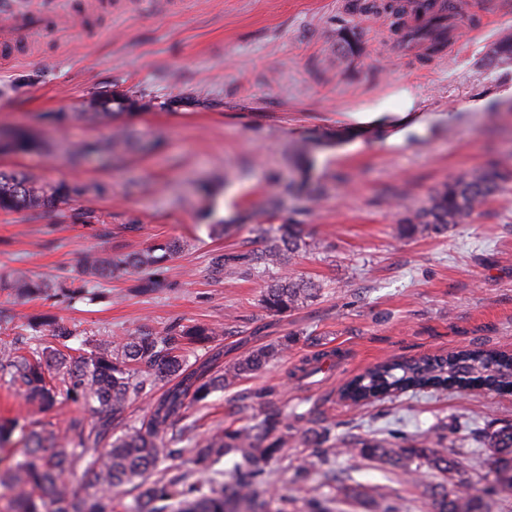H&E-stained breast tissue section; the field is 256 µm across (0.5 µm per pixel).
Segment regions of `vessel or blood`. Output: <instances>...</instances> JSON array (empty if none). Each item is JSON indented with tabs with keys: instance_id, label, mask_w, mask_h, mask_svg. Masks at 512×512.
Listing matches in <instances>:
<instances>
[{
	"instance_id": "obj_1",
	"label": "vessel or blood",
	"mask_w": 512,
	"mask_h": 512,
	"mask_svg": "<svg viewBox=\"0 0 512 512\" xmlns=\"http://www.w3.org/2000/svg\"><path fill=\"white\" fill-rule=\"evenodd\" d=\"M67 18L63 0H0V53L10 54L38 43L47 32L61 29Z\"/></svg>"
}]
</instances>
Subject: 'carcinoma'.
Masks as SVG:
<instances>
[{
	"mask_svg": "<svg viewBox=\"0 0 512 512\" xmlns=\"http://www.w3.org/2000/svg\"><path fill=\"white\" fill-rule=\"evenodd\" d=\"M487 60L495 65L512 63V33L503 34L489 48ZM113 106L123 110L128 104L114 97L112 103L85 116L108 117ZM511 179L507 162L465 174L437 190L406 218L402 233L437 232L459 224ZM85 190L84 186L49 185L24 170H0V209H45ZM268 231L275 233L273 247L261 253L249 249L218 253L211 259L213 270L219 275L262 277L285 258L310 248L293 224L271 226ZM178 248L175 240L159 241L118 261L88 252L83 257L85 279L76 287L21 277L5 281L4 287L19 298L72 297L96 280L133 267L143 273L136 288L149 293L165 286V263ZM316 296L311 284L281 278L266 289L262 303L270 312L286 313ZM41 328L49 332L55 345L41 343ZM29 329L32 333H21L0 346V375L19 385L32 402L52 406L62 395L90 406L96 420L73 417L62 432L46 423L17 418L0 421V487L9 491L5 512H288V503L293 501L288 488L267 495L270 473L266 465L284 447V430L288 429V414L271 400L272 390L250 395V408L258 411L254 425L220 427L205 441L194 440L196 422L187 415L190 404L261 371L285 344L259 348L221 373L212 370L209 362L195 368L188 365L184 352L190 345L203 346L214 339L218 330L207 324L170 325L160 333L96 339L90 352L76 361L61 351L75 338L67 327L46 316ZM174 378L176 384L157 394L160 382ZM448 388L512 391V354L478 348L391 360L354 377L341 396L360 404L408 390ZM136 399L152 402L149 414L125 433L113 436L112 421ZM16 432L22 448L14 452L7 445ZM329 438L326 428L315 437L312 451L295 471L294 488H302L310 475L330 464L333 455L360 456L404 476L415 475L424 462L442 476L432 492V512H478L467 485L461 482L448 488V475L459 472L462 462L443 448L445 443L456 447V441L447 440L441 431L420 439L392 431L382 438L342 439L336 448L323 447ZM472 439L494 449L499 460L497 482L512 490V425L486 436L476 430ZM183 440L189 446H178ZM231 453L240 457L231 470L213 469ZM167 460L172 466L160 468ZM79 469L94 477L81 494L71 491L66 480Z\"/></svg>",
	"mask_w": 512,
	"mask_h": 512,
	"instance_id": "carcinoma-1",
	"label": "carcinoma"
}]
</instances>
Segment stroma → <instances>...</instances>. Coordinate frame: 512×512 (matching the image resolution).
I'll list each match as a JSON object with an SVG mask.
<instances>
[{
    "label": "stroma",
    "instance_id": "stroma-1",
    "mask_svg": "<svg viewBox=\"0 0 512 512\" xmlns=\"http://www.w3.org/2000/svg\"><path fill=\"white\" fill-rule=\"evenodd\" d=\"M353 0H112L108 14L74 13L69 29L42 39L33 55L0 60V132L34 143L0 152L44 182L84 186L54 208L0 211V274L46 283L82 277L85 252L104 257L174 239L168 285L135 290L137 270L94 283L75 298L21 300L0 290V309L49 316L83 337L159 331L204 323L221 334L198 347L197 361L231 365L280 341L287 351L263 370L192 404L197 437L249 421L247 393L273 388L288 413L316 411L289 429L267 469L289 484L309 454L305 429L329 426L336 438L438 425L464 439L468 428L512 423V395L456 390L405 393L358 407L339 399L350 378L391 359L462 348L512 351V189L496 195L444 233L405 235L401 224L443 184L512 159V65L488 64L489 46L512 30V0H458L448 53L426 42L403 49L385 17L352 12ZM356 34L352 54L336 35ZM138 92L139 107L115 121L87 122L90 98ZM387 110L365 120L378 105ZM130 142L104 145L115 126ZM308 146L319 206L292 200L272 213L266 200L298 178L293 157ZM81 159H74L77 149ZM222 220L232 228L211 233ZM261 224H298L309 251L262 278H218L214 253L273 239ZM303 277L317 297L287 314L261 302L269 280ZM320 369L305 375L308 363ZM83 405L29 403L0 378V418L64 427ZM460 481L481 512H512V491L495 482L492 449L462 448ZM350 486H394L399 512H431L435 476L394 482L387 468L350 455L336 458Z\"/></svg>",
    "mask_w": 512,
    "mask_h": 512
}]
</instances>
